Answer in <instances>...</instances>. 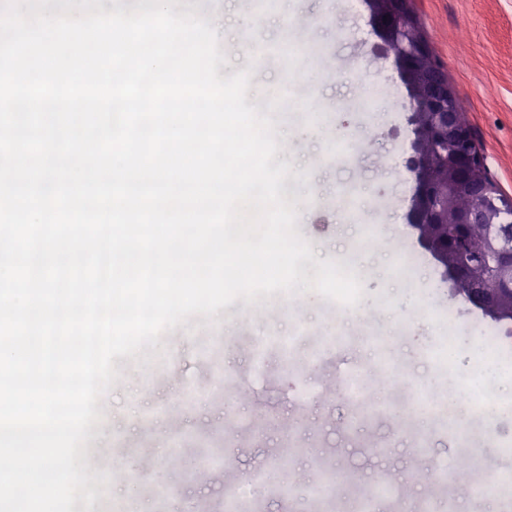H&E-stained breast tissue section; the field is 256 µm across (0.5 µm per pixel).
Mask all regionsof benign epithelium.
<instances>
[{
    "mask_svg": "<svg viewBox=\"0 0 512 512\" xmlns=\"http://www.w3.org/2000/svg\"><path fill=\"white\" fill-rule=\"evenodd\" d=\"M412 0H365L380 49L407 92L413 138L406 165L414 190L406 212L417 244L454 290L486 316L512 319L497 305L512 298V249L472 250L469 224H512V200L488 176L471 127L457 118V96L420 33Z\"/></svg>",
    "mask_w": 512,
    "mask_h": 512,
    "instance_id": "7a95c632",
    "label": "benign epithelium"
}]
</instances>
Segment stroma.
<instances>
[{
    "label": "stroma",
    "instance_id": "1",
    "mask_svg": "<svg viewBox=\"0 0 512 512\" xmlns=\"http://www.w3.org/2000/svg\"><path fill=\"white\" fill-rule=\"evenodd\" d=\"M280 9L252 32L280 54L260 63L228 50L218 74L250 71L247 105L276 103L275 159L297 171L281 186L294 229L314 260L352 257L360 314L299 289L275 309L240 298L114 358L118 378L88 435L96 477L86 487L98 512H120L114 474L133 464L140 512H216L227 484L282 466L294 492L264 495L261 512H315L305 488L329 463L335 512H354L348 480L380 476L411 512H468L470 484L492 488L512 475V416L479 412L458 379L478 350L512 360V324L452 296L405 224L406 91L375 47L362 0H282ZM415 12L490 176L512 198V0H415ZM446 331L462 341L453 367L437 357ZM239 371L252 375L243 391ZM355 372L362 396L382 408L363 412L342 395L341 379ZM452 415L464 433L449 432ZM228 424L233 454L166 445L223 438ZM462 457L473 467L446 479L448 494L418 477L426 462Z\"/></svg>",
    "mask_w": 512,
    "mask_h": 512
}]
</instances>
